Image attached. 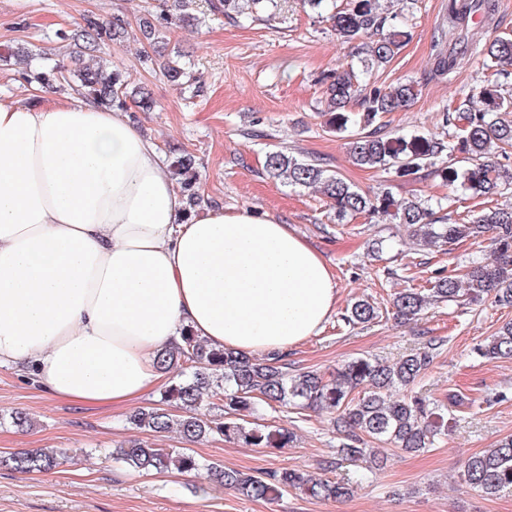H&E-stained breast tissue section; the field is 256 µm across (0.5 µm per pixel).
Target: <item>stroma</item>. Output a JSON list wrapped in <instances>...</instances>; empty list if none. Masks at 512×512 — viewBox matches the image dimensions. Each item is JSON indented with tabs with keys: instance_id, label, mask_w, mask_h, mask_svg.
<instances>
[{
	"instance_id": "stroma-1",
	"label": "stroma",
	"mask_w": 512,
	"mask_h": 512,
	"mask_svg": "<svg viewBox=\"0 0 512 512\" xmlns=\"http://www.w3.org/2000/svg\"><path fill=\"white\" fill-rule=\"evenodd\" d=\"M162 5L163 0H28L20 14L12 0H0V101L40 100L41 90L20 74L68 60L72 47L61 32L89 17L118 23L120 34L102 55L124 71L130 86L146 87L156 101L155 111L129 113V121L161 151L174 146L193 156L205 207L251 208L288 224L322 254L336 277V306L315 336L288 349L290 370L329 374L371 356L393 362L432 343L434 359L420 390L438 400L456 394L463 403L449 407L450 426L433 448L418 453L388 448L386 465L375 471L359 461L338 460L341 439L328 414L259 408L258 423L290 428L297 436L294 447L275 452L211 437L193 444L195 455L254 474L285 468L319 473L327 467L332 477L352 482L354 493L324 500L289 490L273 500H249L211 489L203 477L139 473L114 461L115 446L140 435L128 420L130 408L79 410L49 397L28 373L4 367L0 413L26 410L35 425L23 433L0 425V455L65 448L71 457L50 474L0 468V512H512V489L487 496L460 478L468 457L512 435V360L488 361L474 352L512 320V307L490 300L464 307L438 302L405 324L394 319L392 308L394 293L430 288L471 259L491 258V238L428 250L389 216L339 225L320 193L272 178L264 158L283 149L320 160L361 192L386 187L398 198L439 203L457 223L468 220L475 199L451 191L431 172L400 178L352 164L344 138L324 129L321 78L337 66L358 63V49L337 40L329 23L304 10L299 0H284L269 18L237 20L213 10L210 0H186L191 23L170 25L161 37L164 53L180 54L199 76L195 91L168 82L144 57L149 45L141 26L154 21ZM395 9L407 15L410 36L372 79L382 86L411 81L418 94L405 109L386 115V130L443 137L445 111L467 104L484 84L480 60L473 52H459L460 30L448 18V0H396ZM439 39L459 52L456 68L443 81L430 74ZM379 237L386 238V249L375 260L369 251ZM361 298L374 302L378 318L347 325V307ZM499 392L507 393V400H496Z\"/></svg>"
}]
</instances>
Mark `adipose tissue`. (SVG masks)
Returning a JSON list of instances; mask_svg holds the SVG:
<instances>
[{
	"instance_id": "adipose-tissue-1",
	"label": "adipose tissue",
	"mask_w": 512,
	"mask_h": 512,
	"mask_svg": "<svg viewBox=\"0 0 512 512\" xmlns=\"http://www.w3.org/2000/svg\"><path fill=\"white\" fill-rule=\"evenodd\" d=\"M334 275L250 209L189 214L157 143L81 95L0 101V368L120 409L156 387L184 329L261 355L317 333Z\"/></svg>"
}]
</instances>
